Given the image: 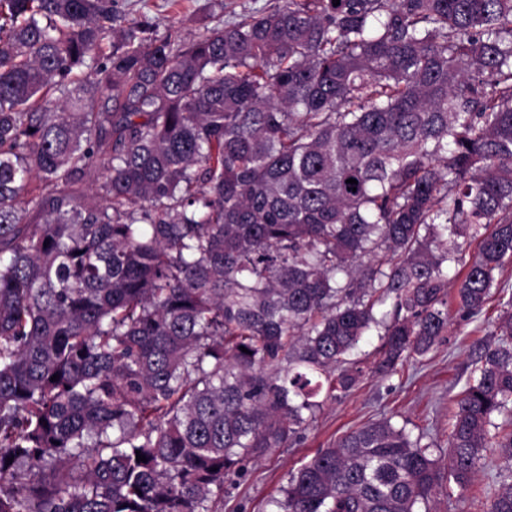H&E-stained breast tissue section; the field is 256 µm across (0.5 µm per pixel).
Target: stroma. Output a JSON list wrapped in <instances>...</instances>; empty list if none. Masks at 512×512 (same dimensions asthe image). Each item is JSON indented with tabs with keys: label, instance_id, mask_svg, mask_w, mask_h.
Here are the masks:
<instances>
[{
	"label": "stroma",
	"instance_id": "obj_1",
	"mask_svg": "<svg viewBox=\"0 0 512 512\" xmlns=\"http://www.w3.org/2000/svg\"><path fill=\"white\" fill-rule=\"evenodd\" d=\"M128 12L148 18L159 34L189 39L211 25L214 13L232 19L269 6L270 0H125ZM512 308V260L495 274V286L484 308L464 312L456 286L448 288V328L433 349L407 359L396 374L366 373L343 398L326 402L300 439L250 462L243 477L224 485L223 512H275L290 475L319 450L367 424L391 420L411 434H425L435 454L447 451L448 417L470 379L476 350L500 340L501 317ZM501 458L488 448L478 463L474 485L466 492L445 490L432 504L434 512H489L501 485Z\"/></svg>",
	"mask_w": 512,
	"mask_h": 512
}]
</instances>
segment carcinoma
Masks as SVG:
<instances>
[{
	"mask_svg": "<svg viewBox=\"0 0 512 512\" xmlns=\"http://www.w3.org/2000/svg\"><path fill=\"white\" fill-rule=\"evenodd\" d=\"M507 259L512 0H275L189 42L0 0V512H223L372 326L392 375L447 329L448 267L476 313ZM474 365L447 461L373 422L279 512H432L493 446L512 478V341Z\"/></svg>",
	"mask_w": 512,
	"mask_h": 512,
	"instance_id": "cac0c4a2",
	"label": "carcinoma"
}]
</instances>
